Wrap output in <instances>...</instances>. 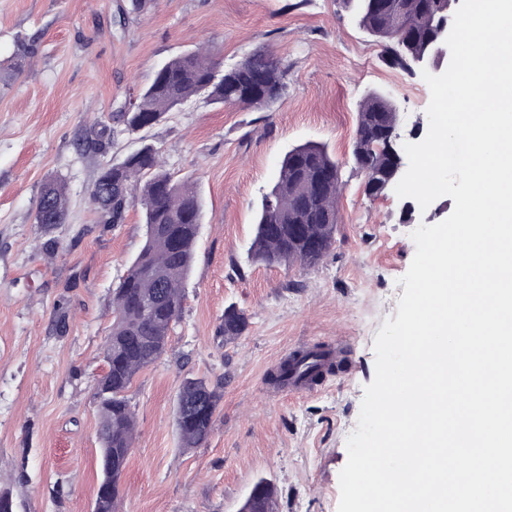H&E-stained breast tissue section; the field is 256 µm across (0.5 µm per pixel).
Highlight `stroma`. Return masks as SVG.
<instances>
[{
    "mask_svg": "<svg viewBox=\"0 0 512 512\" xmlns=\"http://www.w3.org/2000/svg\"><path fill=\"white\" fill-rule=\"evenodd\" d=\"M120 0H0V481L19 512H93L99 481L93 386L104 370L112 291L144 239L140 207L110 228L89 192L136 147L121 134L86 141L167 58L208 45L227 65L263 48L288 65L283 102L266 112L193 104L151 129L167 169L204 204L197 256L167 353L128 393L135 442L119 512H238L257 481L277 512H337L346 441L375 376V337L396 317L412 232L453 210L443 196L406 216L395 191L370 198L351 150L360 101L377 92L401 111L403 142L426 136L430 89L392 68L342 0H155L116 22ZM327 148L344 189L336 242L317 265L248 261L261 199L292 148ZM64 180L65 223L34 222L42 185ZM54 237V253L43 250ZM248 319L224 341L228 305ZM346 345L337 371L296 391L271 381L289 349ZM223 384L208 440L180 446L174 405L183 379Z\"/></svg>",
    "mask_w": 512,
    "mask_h": 512,
    "instance_id": "stroma-1",
    "label": "stroma"
}]
</instances>
